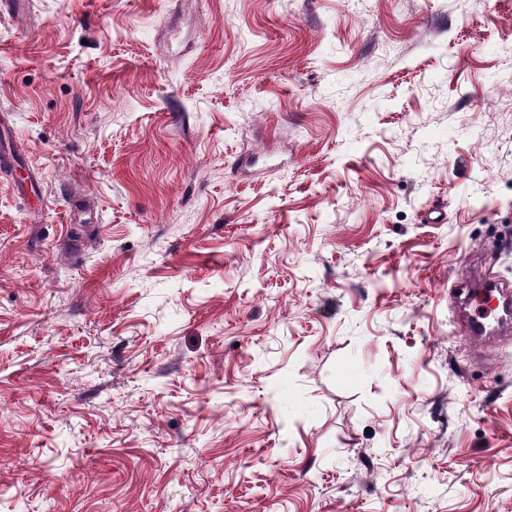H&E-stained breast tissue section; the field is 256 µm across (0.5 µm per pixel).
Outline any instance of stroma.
<instances>
[{"label": "stroma", "mask_w": 512, "mask_h": 512, "mask_svg": "<svg viewBox=\"0 0 512 512\" xmlns=\"http://www.w3.org/2000/svg\"><path fill=\"white\" fill-rule=\"evenodd\" d=\"M512 0L0 13V512H512ZM489 288H492L491 290L487 291L488 295L491 299L490 302H478L475 304L474 312L475 315L471 318V333L473 336L476 335L482 336L485 334L484 329L485 327H489L490 325H486L492 318H493V312L494 307L493 303L497 298V295L494 293L499 294L504 301L507 300V298L504 296V294L509 295V290L507 288H494V286H488Z\"/></svg>", "instance_id": "35a3bbf8"}]
</instances>
